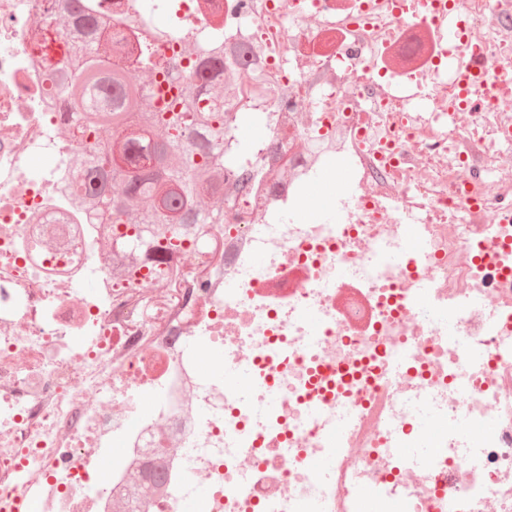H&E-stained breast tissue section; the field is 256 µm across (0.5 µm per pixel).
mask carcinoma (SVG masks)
Instances as JSON below:
<instances>
[{
	"label": "carcinoma",
	"mask_w": 512,
	"mask_h": 512,
	"mask_svg": "<svg viewBox=\"0 0 512 512\" xmlns=\"http://www.w3.org/2000/svg\"><path fill=\"white\" fill-rule=\"evenodd\" d=\"M69 3L64 25L37 45L43 63L62 51L66 66L56 84L73 104V137L95 139L104 161L100 168L79 162L92 185L82 205L98 224L128 225L124 240L132 256L183 253L192 225L224 223V206L199 201L221 200L224 169L246 154L224 152V32L212 31L204 42L195 36V58L183 68L155 53L152 38L164 30L143 31L133 43L121 27L104 34L106 22L85 14L82 0ZM143 69L156 86L181 85L179 101L157 109L151 88L135 81Z\"/></svg>",
	"instance_id": "1"
}]
</instances>
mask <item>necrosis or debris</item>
<instances>
[{
	"instance_id": "necrosis-or-debris-1",
	"label": "necrosis or debris",
	"mask_w": 512,
	"mask_h": 512,
	"mask_svg": "<svg viewBox=\"0 0 512 512\" xmlns=\"http://www.w3.org/2000/svg\"><path fill=\"white\" fill-rule=\"evenodd\" d=\"M156 7L223 28L226 145L239 113L266 130L203 228L219 249L160 281L115 268L125 227L78 180L27 175L97 152L36 62L55 0H0V512H512V83L459 85L512 73V0Z\"/></svg>"
}]
</instances>
